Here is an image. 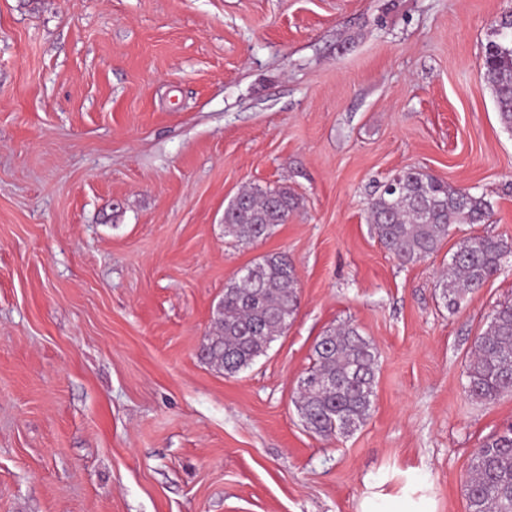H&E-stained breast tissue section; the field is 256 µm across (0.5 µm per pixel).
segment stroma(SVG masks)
<instances>
[{
    "label": "stroma",
    "mask_w": 512,
    "mask_h": 512,
    "mask_svg": "<svg viewBox=\"0 0 512 512\" xmlns=\"http://www.w3.org/2000/svg\"><path fill=\"white\" fill-rule=\"evenodd\" d=\"M512 0H0V512H466L473 453L512 393L469 397L473 339L512 254L455 310L466 237L512 244V132L484 78ZM485 196L403 264L368 204L395 174ZM282 186L287 223L240 246L224 209ZM286 254L300 305L230 376L201 358L225 288ZM377 348L345 436L296 407L313 344Z\"/></svg>",
    "instance_id": "1"
}]
</instances>
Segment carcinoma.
I'll use <instances>...</instances> for the list:
<instances>
[{"mask_svg":"<svg viewBox=\"0 0 512 512\" xmlns=\"http://www.w3.org/2000/svg\"><path fill=\"white\" fill-rule=\"evenodd\" d=\"M494 34L486 46L485 77L500 121L512 131V15L503 16ZM397 176V191L380 193L368 210L379 241L404 264L437 254L451 226L480 224L490 213L485 197L454 189L430 174L408 169ZM295 207L285 188L247 189L224 209V236L252 245L286 223ZM511 252L512 245L502 239L472 235L462 240L439 279L446 307L456 309L462 297L482 288ZM298 306L297 278L288 258L280 253L256 258L224 289L204 359L228 375L239 373L285 332ZM312 358L298 385L301 418L319 436L347 434L370 415L378 351L358 327L345 323L317 339ZM465 389L484 403L512 393L511 303L499 305L475 336ZM464 495L468 512H512V427L475 450Z\"/></svg>","mask_w":512,"mask_h":512,"instance_id":"cac0c4a2","label":"carcinoma"}]
</instances>
